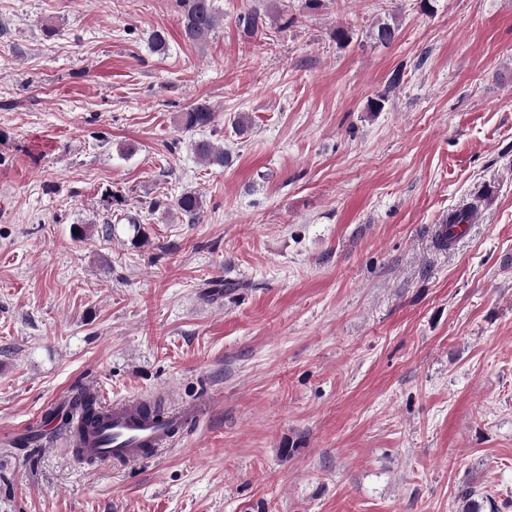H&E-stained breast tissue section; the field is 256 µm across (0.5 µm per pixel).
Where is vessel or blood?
<instances>
[{
    "instance_id": "1",
    "label": "vessel or blood",
    "mask_w": 512,
    "mask_h": 512,
    "mask_svg": "<svg viewBox=\"0 0 512 512\" xmlns=\"http://www.w3.org/2000/svg\"><path fill=\"white\" fill-rule=\"evenodd\" d=\"M205 410L202 400L163 412L147 408L139 398L101 404L80 456L95 463H134L159 455L174 447Z\"/></svg>"
}]
</instances>
